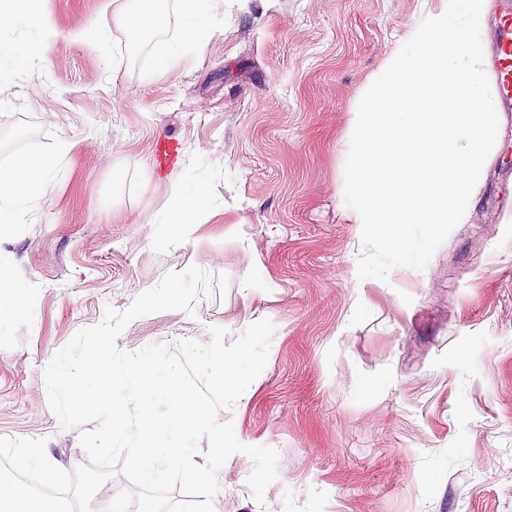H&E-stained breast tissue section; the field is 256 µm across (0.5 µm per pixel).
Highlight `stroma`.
<instances>
[{"label":"stroma","instance_id":"1","mask_svg":"<svg viewBox=\"0 0 512 512\" xmlns=\"http://www.w3.org/2000/svg\"><path fill=\"white\" fill-rule=\"evenodd\" d=\"M106 2L49 0L59 37L0 70V167L72 144L0 232V270L29 309L0 327V437L46 438L68 472L87 464L44 367L104 307L194 265L227 275L225 294L141 317L117 345L274 324L264 370L218 419L276 449L277 477L257 504L252 463L233 455L216 512H512V112L475 206L425 270L359 279L362 223L344 202L359 101L445 0H219L212 36L163 75L178 0L136 54L117 27L103 49L77 40ZM164 133L178 149L160 162ZM189 187L203 223H165Z\"/></svg>","mask_w":512,"mask_h":512}]
</instances>
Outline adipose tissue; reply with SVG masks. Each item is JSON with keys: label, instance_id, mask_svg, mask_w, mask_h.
<instances>
[{"label": "adipose tissue", "instance_id": "adipose-tissue-1", "mask_svg": "<svg viewBox=\"0 0 512 512\" xmlns=\"http://www.w3.org/2000/svg\"><path fill=\"white\" fill-rule=\"evenodd\" d=\"M214 0H180V22L175 44L160 51L154 68L164 73L171 70L185 46H195L207 40L213 32ZM0 18L25 27L30 37L24 41L0 42V66L7 64L23 68L39 55L43 42L53 38L56 30L47 7V0H0ZM167 15L163 0H138L137 7L118 4L112 9L111 24L90 23L85 32L96 46H105L111 27L130 32H154L165 28ZM69 143L59 144L52 155L25 156L13 159L0 168V228L17 223L22 208L38 203L55 171L58 156L69 153Z\"/></svg>", "mask_w": 512, "mask_h": 512}]
</instances>
